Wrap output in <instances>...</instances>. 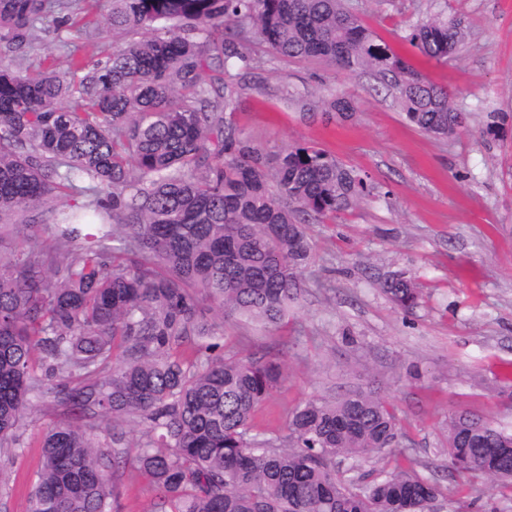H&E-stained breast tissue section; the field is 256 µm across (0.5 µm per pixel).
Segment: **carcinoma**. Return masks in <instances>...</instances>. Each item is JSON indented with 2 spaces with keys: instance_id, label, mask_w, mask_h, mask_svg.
I'll return each mask as SVG.
<instances>
[{
  "instance_id": "cac0c4a2",
  "label": "carcinoma",
  "mask_w": 512,
  "mask_h": 512,
  "mask_svg": "<svg viewBox=\"0 0 512 512\" xmlns=\"http://www.w3.org/2000/svg\"><path fill=\"white\" fill-rule=\"evenodd\" d=\"M82 0H0V46L22 55L50 16ZM134 35L71 71L0 66V222L25 245L0 255V447L19 441L36 370L70 418L41 437L29 512H111V477L147 476L151 512H425L439 487L412 468L341 481L336 459L397 448L395 417L372 390L307 400L288 418V447L253 433L260 404L283 380L280 363L224 356L221 315L281 323L301 299L311 258L305 224L325 222L370 193L368 175L308 144L275 161L227 120L247 76L276 59L368 73L407 120L439 139L467 117L357 15L353 0H112L105 20ZM85 47L100 25L76 28ZM405 40L442 62L461 28L416 19ZM82 73L80 80L75 74ZM327 121L355 111L343 93L321 102ZM66 204L51 207L53 198ZM50 234L52 251L32 246ZM399 308L420 289L400 274L380 282ZM112 442L134 423L132 446ZM448 468L512 490V432L475 413L448 418Z\"/></svg>"
}]
</instances>
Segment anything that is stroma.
Masks as SVG:
<instances>
[{
  "label": "stroma",
  "instance_id": "stroma-1",
  "mask_svg": "<svg viewBox=\"0 0 512 512\" xmlns=\"http://www.w3.org/2000/svg\"><path fill=\"white\" fill-rule=\"evenodd\" d=\"M364 24L446 87L466 114L465 132L445 140L405 118L394 95L375 91L370 75L316 61H276L248 90L234 124L269 157L315 144L368 174L373 190L351 209L306 231L307 291L283 324L270 327L201 311L218 322L226 352L278 358L286 379L258 410L265 437L287 434L288 414L310 399L334 400L375 389L395 415L401 447L441 493L428 512H512V491L464 477L446 461L448 418L471 411L512 429V398L502 392L512 364V0H356ZM436 15L460 24L464 41L447 62L418 56L404 41L408 24ZM78 46L72 30L45 20L14 68L63 69ZM319 99L344 93L356 112L344 122L304 114L280 85ZM496 133H488V125ZM411 277L422 301L395 307L379 287L390 274ZM419 366L420 379L409 375ZM66 416L52 397L34 400L12 467V491L0 512H28L40 466L35 442ZM112 512H150L149 479L133 470L112 481Z\"/></svg>",
  "mask_w": 512,
  "mask_h": 512
}]
</instances>
